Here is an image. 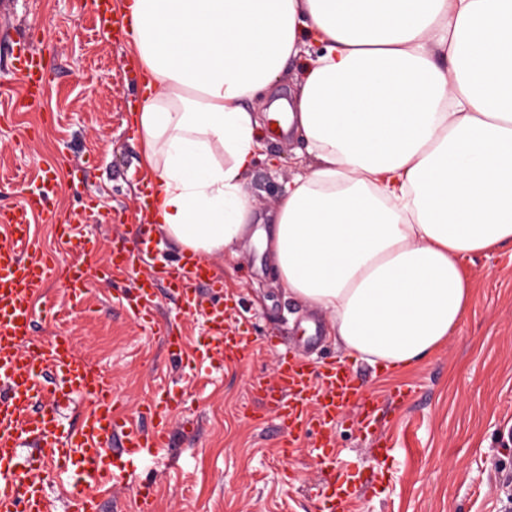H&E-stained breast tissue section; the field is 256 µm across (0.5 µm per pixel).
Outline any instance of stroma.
<instances>
[{
    "instance_id": "35a3bbf8",
    "label": "stroma",
    "mask_w": 512,
    "mask_h": 512,
    "mask_svg": "<svg viewBox=\"0 0 512 512\" xmlns=\"http://www.w3.org/2000/svg\"><path fill=\"white\" fill-rule=\"evenodd\" d=\"M21 37L49 61V89L39 108L10 91L0 96V208L15 206L26 183L51 180V209L33 221L43 248L60 271L81 263L56 236L73 219L96 243L92 264L100 266L112 251L134 247L144 224L146 168L134 129L143 73L127 42L97 26L94 0H15L0 13V81L10 77L11 47ZM26 129L32 139L17 149ZM262 144L246 186L263 216L313 157L299 138L269 130ZM209 263L234 306L229 327L252 340L247 364L170 359L163 339L112 299L114 288H133L149 273L146 263L116 283L93 276L77 303L62 279L49 281L31 323L36 344L61 331L73 336L77 353L110 375L122 410L144 428L154 424L141 412L148 400L180 397L171 445L150 473L156 512H324L327 483L310 447L283 459L282 430L259 404L257 385L276 376L269 336L313 362L345 364L378 402L372 430L361 428L354 409L336 421L340 459L358 476L346 512H512L511 247L465 260L472 288L464 318L442 349L398 373L346 355L329 317L288 294L253 240ZM157 297L172 335L206 340L205 316L186 315L166 283ZM400 389L406 399H395ZM380 440L391 447L381 459Z\"/></svg>"
}]
</instances>
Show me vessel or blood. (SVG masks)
<instances>
[{
	"label": "vessel or blood",
	"instance_id": "b4317fda",
	"mask_svg": "<svg viewBox=\"0 0 512 512\" xmlns=\"http://www.w3.org/2000/svg\"><path fill=\"white\" fill-rule=\"evenodd\" d=\"M15 47L13 82L30 106L40 107L49 63L26 41H16ZM53 193L46 180L28 185L16 207L0 212V512H50L43 479L47 473L76 478L80 489L74 497L75 512H100L102 500L119 486L133 489L132 512H155L154 487L141 479L137 464L167 447L168 423L179 398L148 401L146 411L155 424L152 430H143L120 410L110 376L75 353L69 337H55L35 350L27 347L35 301L56 273L54 261L39 250L31 233V218L47 210ZM58 234L71 251L93 253V245L72 225L60 226ZM152 244L149 234H139L133 251L113 253L103 274L130 271L135 259L149 254ZM161 279L175 285L186 313L206 308L210 323L206 342L188 348L183 337L169 335L157 319L155 284ZM210 283L209 267L189 259L154 269L121 302L141 324L164 338L175 357L189 363H243L251 355L250 339L225 328L224 307L204 306L196 292L197 286ZM64 286L73 300H81L89 286L85 268L70 267ZM47 366L60 378L50 392L41 380ZM79 398L88 399V408L78 427L63 429L60 409ZM260 402L285 433L280 448L284 456L294 455L298 439L313 436V454L331 469L328 502L343 512L356 486L352 474L335 467L332 428L350 408L359 409L364 423H372L375 400L340 363L316 371L302 358L285 356L277 366L275 383L262 388Z\"/></svg>",
	"mask_w": 512,
	"mask_h": 512
}]
</instances>
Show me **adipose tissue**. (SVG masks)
Wrapping results in <instances>:
<instances>
[{
    "mask_svg": "<svg viewBox=\"0 0 512 512\" xmlns=\"http://www.w3.org/2000/svg\"><path fill=\"white\" fill-rule=\"evenodd\" d=\"M145 73L150 223L208 258L257 236L347 354L399 371L464 317L468 256L512 245V0H124ZM320 45L284 131L315 157L253 222L258 94Z\"/></svg>",
    "mask_w": 512,
    "mask_h": 512,
    "instance_id": "obj_1",
    "label": "adipose tissue"
}]
</instances>
